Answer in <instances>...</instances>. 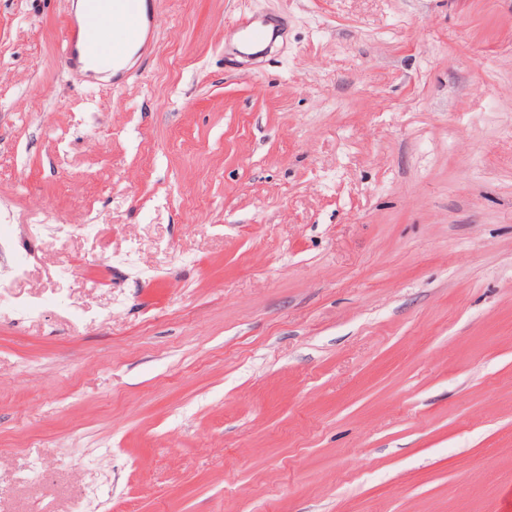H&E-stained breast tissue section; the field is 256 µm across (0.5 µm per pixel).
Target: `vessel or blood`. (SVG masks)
I'll return each instance as SVG.
<instances>
[{"mask_svg": "<svg viewBox=\"0 0 512 512\" xmlns=\"http://www.w3.org/2000/svg\"><path fill=\"white\" fill-rule=\"evenodd\" d=\"M118 19L126 28L124 41L107 46L91 41L90 32L105 23ZM274 17H251L236 20L240 32V47L260 57L274 47L269 30L278 26ZM156 0H83V10L78 19H66L63 61L72 72L84 67H94L111 62L113 82H121L130 73L122 61L129 52L145 54L151 48L156 35Z\"/></svg>", "mask_w": 512, "mask_h": 512, "instance_id": "obj_1", "label": "vessel or blood"}]
</instances>
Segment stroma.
<instances>
[{"mask_svg": "<svg viewBox=\"0 0 512 512\" xmlns=\"http://www.w3.org/2000/svg\"><path fill=\"white\" fill-rule=\"evenodd\" d=\"M75 4L0 0V512H512V0H158L118 86ZM233 26L240 31V48L252 51L250 57L258 58L270 52L275 43L269 36V27L280 26V21L275 17H251L237 19Z\"/></svg>", "mask_w": 512, "mask_h": 512, "instance_id": "obj_1", "label": "stroma"}]
</instances>
